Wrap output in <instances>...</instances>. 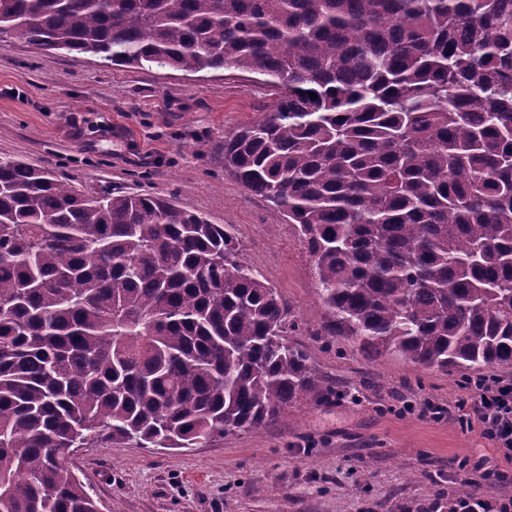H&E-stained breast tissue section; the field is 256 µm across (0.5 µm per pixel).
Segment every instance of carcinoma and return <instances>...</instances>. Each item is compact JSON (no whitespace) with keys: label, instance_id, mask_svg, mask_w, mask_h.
Returning <instances> with one entry per match:
<instances>
[{"label":"carcinoma","instance_id":"cac0c4a2","mask_svg":"<svg viewBox=\"0 0 512 512\" xmlns=\"http://www.w3.org/2000/svg\"><path fill=\"white\" fill-rule=\"evenodd\" d=\"M10 32L262 77L224 171L295 227L325 336L512 369V0H0ZM289 314L230 225L0 158V512H97L74 448H204L336 396Z\"/></svg>","mask_w":512,"mask_h":512}]
</instances>
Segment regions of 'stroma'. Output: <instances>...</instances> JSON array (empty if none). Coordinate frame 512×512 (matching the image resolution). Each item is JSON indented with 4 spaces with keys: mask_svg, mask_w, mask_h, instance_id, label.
<instances>
[{
    "mask_svg": "<svg viewBox=\"0 0 512 512\" xmlns=\"http://www.w3.org/2000/svg\"><path fill=\"white\" fill-rule=\"evenodd\" d=\"M273 101L246 72L112 66L0 37V158L50 169L81 193H150L233 225L244 262L289 306L293 343L340 390L203 448H80L72 470L100 512H430L463 484L512 496V482L461 467L490 446L455 409L473 398L475 374L368 359L321 336L326 311L293 226L273 224L265 200L224 171L225 135ZM430 402L442 418L426 413Z\"/></svg>",
    "mask_w": 512,
    "mask_h": 512,
    "instance_id": "35a3bbf8",
    "label": "stroma"
}]
</instances>
